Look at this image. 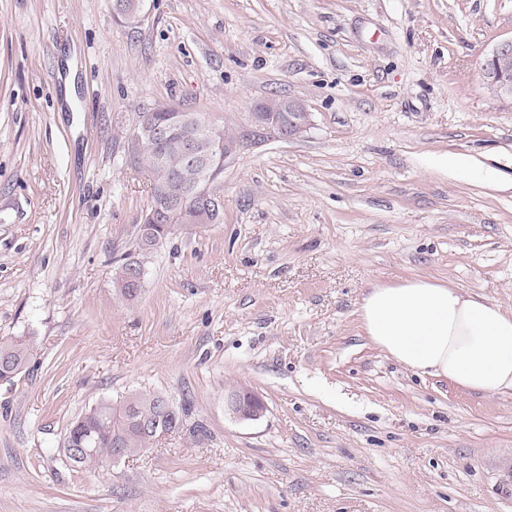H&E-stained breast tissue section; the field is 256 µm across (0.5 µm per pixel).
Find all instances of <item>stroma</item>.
Masks as SVG:
<instances>
[{
  "label": "stroma",
  "mask_w": 512,
  "mask_h": 512,
  "mask_svg": "<svg viewBox=\"0 0 512 512\" xmlns=\"http://www.w3.org/2000/svg\"><path fill=\"white\" fill-rule=\"evenodd\" d=\"M512 0H0V512H512V390L465 393L373 345L371 286L430 277L512 309V101L482 77ZM73 77L72 97L63 93ZM297 98V138L252 128ZM164 102L243 133L219 223L112 285L149 200L129 167ZM244 386L267 410L234 418ZM157 391L191 411L74 470L71 422ZM280 98V97H278ZM272 100L268 99L255 107L253 118L255 122L265 125L275 130L280 136L284 138H292L300 136L306 131L310 124L309 112L305 104L299 100ZM290 112L288 114V121L282 123H270L269 119L265 117V112ZM31 355L30 341L24 337H0V383L13 384L26 368ZM228 411L238 420L248 421L260 418L266 406L262 398L244 387L234 388L224 395Z\"/></svg>",
  "instance_id": "35a3bbf8"
}]
</instances>
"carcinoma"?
<instances>
[{
    "instance_id": "cac0c4a2",
    "label": "carcinoma",
    "mask_w": 512,
    "mask_h": 512,
    "mask_svg": "<svg viewBox=\"0 0 512 512\" xmlns=\"http://www.w3.org/2000/svg\"><path fill=\"white\" fill-rule=\"evenodd\" d=\"M178 135L164 143L145 145L139 166L161 183L170 195L189 191L190 186L202 182L212 187L224 172V162L216 160L204 170L185 161L179 153ZM181 229L179 224H150L148 235L135 234L133 249L118 259L112 276L113 287L122 297H127V268L135 263L146 269L148 260L157 250L156 241L168 239ZM31 355L30 341L24 337H0V383L13 384L14 379L26 368ZM165 394L160 392L134 393L130 401L115 409L109 402H100L74 419L64 443L66 448H92L94 453L75 462L85 469H97L112 459L114 443L127 449V455L135 456L152 446L150 435L139 428V423H159L171 429H179L182 418L190 412V405L182 403L180 411L171 414L162 409Z\"/></svg>"
}]
</instances>
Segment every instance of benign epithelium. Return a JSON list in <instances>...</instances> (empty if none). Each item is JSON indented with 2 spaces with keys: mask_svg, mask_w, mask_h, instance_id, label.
Instances as JSON below:
<instances>
[{
  "mask_svg": "<svg viewBox=\"0 0 512 512\" xmlns=\"http://www.w3.org/2000/svg\"><path fill=\"white\" fill-rule=\"evenodd\" d=\"M485 68L489 70L490 84L494 87L497 97L512 100V39L499 43L491 50ZM309 116L310 113L303 102L289 99L265 100L258 104L253 112L255 122L275 130L284 138L296 137L305 132L310 124ZM169 124L182 130L180 147L185 156L200 157L199 146L202 136L205 137L207 144L204 160L221 157L227 160L237 154L239 137L228 134L223 126L203 119L195 113H178ZM167 125L161 123L152 110L140 113L135 126L127 136L130 165H135L137 154L145 142L166 136ZM165 194L166 191L159 183L151 184L149 205L142 215L141 223L150 224L157 220L158 200ZM173 213L180 224H215L219 218L220 203L207 194H197V190L194 189L175 205ZM224 403L235 418L243 421L256 420L266 410L262 398L244 387L234 388L225 394Z\"/></svg>",
  "mask_w": 512,
  "mask_h": 512,
  "instance_id": "1",
  "label": "benign epithelium"
}]
</instances>
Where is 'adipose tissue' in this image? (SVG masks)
I'll use <instances>...</instances> for the list:
<instances>
[{"label":"adipose tissue","mask_w":512,"mask_h":512,"mask_svg":"<svg viewBox=\"0 0 512 512\" xmlns=\"http://www.w3.org/2000/svg\"><path fill=\"white\" fill-rule=\"evenodd\" d=\"M369 340L399 364L461 390H512V311L423 277L376 285L359 306Z\"/></svg>","instance_id":"ef3b65f1"}]
</instances>
